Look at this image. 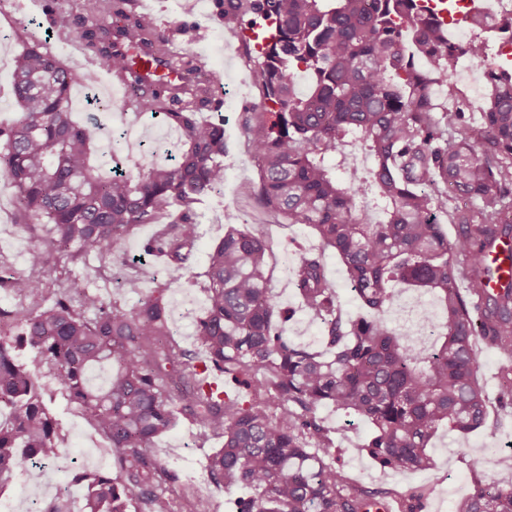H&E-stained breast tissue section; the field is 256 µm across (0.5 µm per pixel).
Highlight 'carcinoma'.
Here are the masks:
<instances>
[{
  "mask_svg": "<svg viewBox=\"0 0 512 512\" xmlns=\"http://www.w3.org/2000/svg\"><path fill=\"white\" fill-rule=\"evenodd\" d=\"M428 0H224V25L247 15L272 22L259 45L260 100L244 114L256 159L257 201L290 224H306L319 251L303 253L293 285L323 326L319 346L284 334L286 313L272 292L270 242L231 228L207 254L208 310L196 327L207 353L203 369L184 361L173 340L162 294L125 308L107 304L71 274L142 224L155 225L143 250L186 263L197 238L196 206L224 183V124L196 115L220 107L209 86L194 83L186 102L160 87L137 101L162 126L180 131L173 165L130 167L117 154L96 160V133L71 119L72 84L92 85L31 33L11 75L19 118L0 126V178L17 190V223L52 225L28 253L29 274L5 281L31 307L0 309V494L34 462L62 458L60 425L41 379L52 376L81 416L115 453L112 475H72L81 512H172L166 486L179 480L152 454L172 424L167 383L204 431L224 439L209 458L211 479L248 496L238 512H371L379 490L355 489L326 459L334 455L323 406L369 421L371 457L396 472L432 465L431 440L446 428L470 433L488 425L489 400L479 376L483 343L498 354L499 401L512 406V284L484 288L486 255L512 237V69L491 67L492 93L481 122L465 111L438 112L431 88L447 81L463 52L480 59L487 40L466 47L448 39ZM134 0H85L91 17L109 15L130 47L169 50L167 31L135 13ZM59 37L73 39L71 14L54 12ZM89 56L112 70L126 59L101 37ZM358 142L373 158L365 174L350 169L345 147ZM458 195L470 204H451ZM460 226L449 240L443 220ZM341 259L367 313L344 315L326 276L324 252ZM70 268L57 267V255ZM459 280L467 282L462 292ZM434 294L444 313L427 351L412 350L389 327L394 288ZM116 366L95 386L92 373ZM230 376L243 394L205 387ZM455 512H512V487L471 479Z\"/></svg>",
  "mask_w": 512,
  "mask_h": 512,
  "instance_id": "1",
  "label": "carcinoma"
}]
</instances>
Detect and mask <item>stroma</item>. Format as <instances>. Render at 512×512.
I'll list each match as a JSON object with an SVG mask.
<instances>
[{
	"instance_id": "stroma-1",
	"label": "stroma",
	"mask_w": 512,
	"mask_h": 512,
	"mask_svg": "<svg viewBox=\"0 0 512 512\" xmlns=\"http://www.w3.org/2000/svg\"><path fill=\"white\" fill-rule=\"evenodd\" d=\"M57 5V0H0V125L11 123L19 112L12 94L11 73L14 60L23 48L20 39L23 31L44 33L51 50L74 71L83 72L88 66L83 55L72 51L67 42L52 33ZM223 10V0H147L145 8L158 27L170 32L175 53L196 58L202 72L216 70L221 75L219 85L214 88L216 99L222 102L220 110L206 109L199 117L224 120V137L229 146L224 157V192L208 197L197 208V242L192 261L176 271L168 268L162 259L144 254L142 247L155 230L154 225L145 224L116 246V255L128 257L131 264L114 266V279L105 282L99 279L97 268L101 259L97 256L75 270L103 300L117 296L130 308L157 287H164L170 324L177 329L176 339L181 349L192 351L199 361L206 357L195 343L196 324L206 312L201 274L208 252L223 237L231 215L236 216L241 228L264 235L272 242L273 292L282 307L295 311L286 325L291 340L312 344L322 330L320 321L299 310L293 286V270L302 251L318 248V239L309 227L288 223L260 208L249 192L257 179V167L247 145L241 116L258 101V62L246 53L247 30L225 27ZM107 82L106 74H99L91 90L102 97L96 111L102 127L100 146L116 149L120 155L144 165L170 162L177 153V132L158 125L150 116L138 117L126 112L124 88H108ZM91 91L79 83L72 89L73 118L82 124L88 121L87 94ZM16 207L12 185L0 179V259L24 274L28 271L29 249L36 237L47 235L48 228L39 226L33 234L16 224ZM42 383L70 453L60 469L27 471L22 485L10 488L13 496L24 487L31 489L50 480L69 479V470L76 467L81 449L98 452L108 447L107 441L82 422L52 378H43ZM318 415L332 430L336 468L342 469L354 484L386 491L392 512H405L414 495L420 498V512H454L455 503L468 493L471 477L476 473L504 486L512 484V469H503L499 464L501 458L512 455V412L504 416V427L500 430L487 429L467 436L438 432L430 450L433 466L410 474L381 468L368 455L363 448L370 432L368 423L330 407L321 408ZM223 444V439L205 435L184 418L156 439L157 460L180 476L179 482L168 486L166 491L174 512H181L185 504L183 492L188 488L192 489L194 499L211 502L217 512H235L234 504L242 494L241 489L215 484L206 470L209 456Z\"/></svg>"
}]
</instances>
